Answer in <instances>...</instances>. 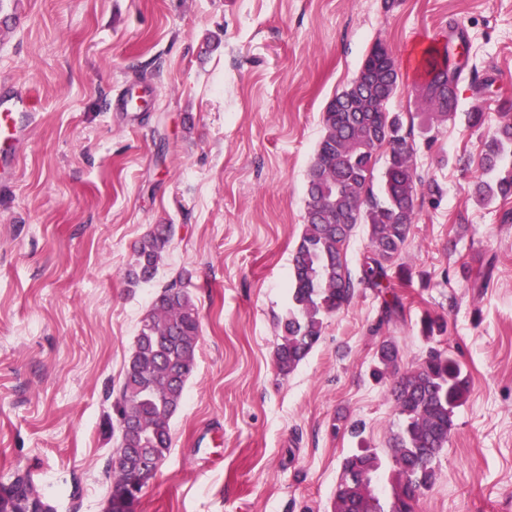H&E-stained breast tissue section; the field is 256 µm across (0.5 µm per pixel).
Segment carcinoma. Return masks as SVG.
<instances>
[{
    "instance_id": "obj_1",
    "label": "carcinoma",
    "mask_w": 512,
    "mask_h": 512,
    "mask_svg": "<svg viewBox=\"0 0 512 512\" xmlns=\"http://www.w3.org/2000/svg\"><path fill=\"white\" fill-rule=\"evenodd\" d=\"M422 82L431 91L421 96L427 111L446 120L457 109V90L465 67L449 45L430 46L420 60ZM399 84L394 61H385L382 44H375L354 79L325 106L323 133L306 180L305 228L292 258L291 306L279 321L281 335L274 352L277 371L287 375L319 342L326 315L348 307L355 283L343 245L359 224L368 229L370 252L364 258L361 281L379 293L392 287L391 270L416 220L418 195L439 192L424 181L413 163L412 130L400 112L375 107L389 102ZM386 150L379 189L373 171L377 152ZM483 179L475 184V199H512V102L501 104V121L484 142L479 162ZM172 237V228L157 224L134 245V262L125 272L131 286L154 278ZM183 277L156 295L140 321L133 351L107 417L118 445L138 449L132 466L112 460L106 512H137L143 488L170 452V420L184 398L200 343V320L193 296L181 286ZM402 313L397 296L383 299L379 323ZM399 350L392 341L377 352L372 375H395L392 396L404 425L389 443L395 463L386 499L361 488L377 478L380 456L364 448L345 458L332 512H415L418 497L436 479L435 460L454 429V409L465 400L469 383L456 360L432 350L412 372L396 375ZM132 421L118 431L120 419ZM0 512H54L31 474L16 470L0 483Z\"/></svg>"
}]
</instances>
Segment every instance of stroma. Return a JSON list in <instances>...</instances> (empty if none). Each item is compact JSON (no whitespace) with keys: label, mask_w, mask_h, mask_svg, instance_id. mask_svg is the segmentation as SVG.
<instances>
[{"label":"stroma","mask_w":512,"mask_h":512,"mask_svg":"<svg viewBox=\"0 0 512 512\" xmlns=\"http://www.w3.org/2000/svg\"><path fill=\"white\" fill-rule=\"evenodd\" d=\"M0 32V83L30 90L36 120L0 187V482L30 471L56 512H105L116 450L106 419L139 322L182 277L201 341L172 450L138 512H330L344 459L373 448L388 494L403 418L379 345L398 371L437 349L470 392L417 512H512V222L477 204L482 144L512 99V0H19ZM463 22L455 119L427 112L416 61ZM402 78L388 109L412 115L414 163L441 193L417 201L398 259L404 304L358 285L289 375L273 353L290 306L306 175L327 101L375 44ZM136 90L144 103L122 102ZM485 113L481 127L466 116ZM173 239L155 278L128 287L134 245ZM489 270L474 286L461 265ZM440 318L433 338L425 316ZM399 359V350L393 341L384 342L377 352L376 366L373 369L372 375L382 380L387 375L396 374L397 363Z\"/></svg>","instance_id":"1"}]
</instances>
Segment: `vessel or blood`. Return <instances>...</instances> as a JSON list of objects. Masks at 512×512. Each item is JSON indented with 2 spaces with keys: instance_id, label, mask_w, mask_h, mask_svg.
I'll list each match as a JSON object with an SVG mask.
<instances>
[{
  "instance_id": "obj_1",
  "label": "vessel or blood",
  "mask_w": 512,
  "mask_h": 512,
  "mask_svg": "<svg viewBox=\"0 0 512 512\" xmlns=\"http://www.w3.org/2000/svg\"><path fill=\"white\" fill-rule=\"evenodd\" d=\"M35 120V101L21 88L0 85V185L11 182L22 143Z\"/></svg>"
}]
</instances>
